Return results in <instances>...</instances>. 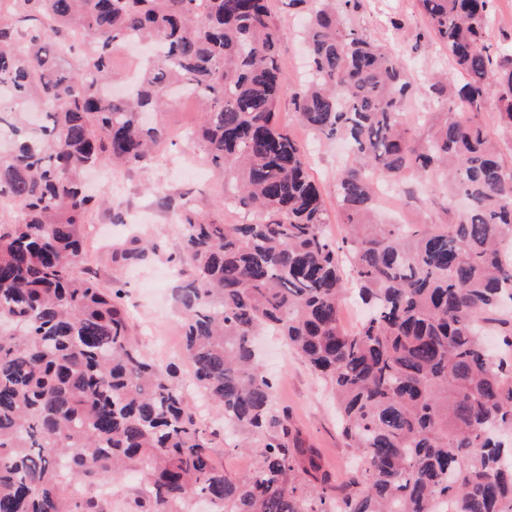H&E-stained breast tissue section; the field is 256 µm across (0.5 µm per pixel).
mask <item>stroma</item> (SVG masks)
Returning a JSON list of instances; mask_svg holds the SVG:
<instances>
[{"label": "stroma", "instance_id": "stroma-1", "mask_svg": "<svg viewBox=\"0 0 512 512\" xmlns=\"http://www.w3.org/2000/svg\"><path fill=\"white\" fill-rule=\"evenodd\" d=\"M269 7L286 33L280 50L281 64L291 84H300L307 75L306 57L296 37L303 18L290 12L282 0H270ZM347 23L389 51L405 54L415 90L405 102L402 121L412 139L426 141L443 119L426 91L430 75L448 72L457 82L462 76L455 73L447 51L430 32L417 0H360L358 10L350 13ZM293 110L290 97L282 96L279 121L304 147L308 173L329 212L330 232L333 237H341L344 217L336 201V178L345 159V148L340 142L318 137L300 126L292 117ZM159 121L169 137L156 158L146 166L119 173L121 215L98 209L93 223L85 225L83 237L85 247L96 253L91 267L102 285L123 289V303L143 351L152 358L177 364L188 385L187 394L193 398L197 392L191 386V366L182 353L181 324L173 299L174 290L183 279L168 260L182 236L176 212L188 201L223 224L237 223L239 216L222 204L226 192L223 172L207 161L189 137L199 121L197 101L169 107ZM381 210L388 221L398 224L448 221L440 180L435 176L417 189L411 205L397 206L386 201ZM134 237L158 244V252L132 266L113 263V247ZM260 347L265 367L276 381L277 406L287 408L293 428L318 448L325 468L335 477H344L356 458L340 433L336 405L328 388L278 337H263ZM199 417L210 439L215 463L233 479L249 474L258 462L256 453L236 449V437L225 431L224 420L215 410H202Z\"/></svg>", "mask_w": 512, "mask_h": 512}]
</instances>
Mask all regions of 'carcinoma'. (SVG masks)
<instances>
[{
  "label": "carcinoma",
  "mask_w": 512,
  "mask_h": 512,
  "mask_svg": "<svg viewBox=\"0 0 512 512\" xmlns=\"http://www.w3.org/2000/svg\"><path fill=\"white\" fill-rule=\"evenodd\" d=\"M418 2L464 78L429 85L445 119L424 143L401 119L406 60L346 25L358 0H286L309 15L294 118L356 159L336 180V241L304 148L276 119L288 76L268 0H0V203L19 209L0 222V512H101L60 485L139 468L149 481L125 512H189L196 498L213 512H512V361L486 339L512 348V167L476 120L492 100L512 133V49L489 51L493 0ZM132 37L161 51L127 96H105L112 51ZM179 91L197 95L193 137L247 215L220 224L183 203L169 257L192 269L175 300L193 385L260 458L242 479L214 462L173 367L134 344L122 289L75 272L86 216L112 204L83 171L155 158L166 132L143 113ZM29 102L50 105L35 127ZM436 168L448 209L467 201L452 223L376 221L381 185L409 200L407 178ZM144 254L134 238L113 259ZM347 293L369 309L353 331ZM268 331L333 389L361 461L346 482L276 408L254 344Z\"/></svg>",
  "instance_id": "cac0c4a2"
}]
</instances>
